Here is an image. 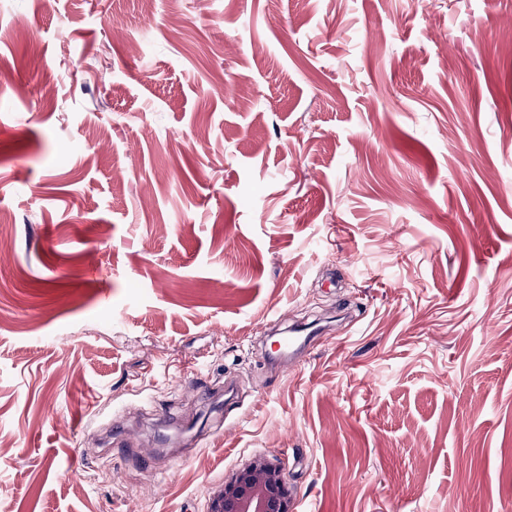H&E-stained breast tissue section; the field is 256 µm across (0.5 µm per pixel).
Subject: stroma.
<instances>
[{
  "label": "stroma",
  "instance_id": "obj_1",
  "mask_svg": "<svg viewBox=\"0 0 512 512\" xmlns=\"http://www.w3.org/2000/svg\"><path fill=\"white\" fill-rule=\"evenodd\" d=\"M511 30L0 0V512H204L258 454L294 512H512Z\"/></svg>",
  "mask_w": 512,
  "mask_h": 512
}]
</instances>
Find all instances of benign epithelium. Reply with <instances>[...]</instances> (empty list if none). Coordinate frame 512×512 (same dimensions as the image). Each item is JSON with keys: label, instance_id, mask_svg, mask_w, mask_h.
Returning <instances> with one entry per match:
<instances>
[{"label": "benign epithelium", "instance_id": "obj_1", "mask_svg": "<svg viewBox=\"0 0 512 512\" xmlns=\"http://www.w3.org/2000/svg\"><path fill=\"white\" fill-rule=\"evenodd\" d=\"M205 512H291L282 461L258 455L208 492Z\"/></svg>", "mask_w": 512, "mask_h": 512}]
</instances>
